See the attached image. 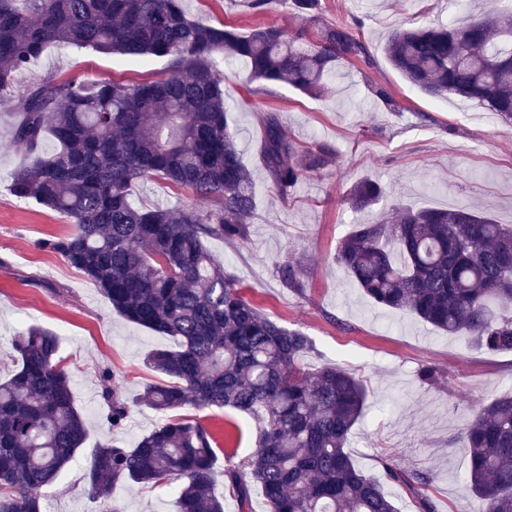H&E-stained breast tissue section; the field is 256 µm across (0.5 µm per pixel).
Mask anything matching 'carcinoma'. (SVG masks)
Masks as SVG:
<instances>
[{
    "label": "carcinoma",
    "mask_w": 512,
    "mask_h": 512,
    "mask_svg": "<svg viewBox=\"0 0 512 512\" xmlns=\"http://www.w3.org/2000/svg\"><path fill=\"white\" fill-rule=\"evenodd\" d=\"M291 9L315 41L271 24L242 31L199 23L183 0H0V97L49 44L167 60L162 77L149 81L43 78L16 104L13 141L30 161L9 174V191L71 219V234L42 247L82 271L118 315L173 340L146 357L169 381L146 387L138 402L162 413L228 408L259 423L253 455L224 470L240 501L256 485L267 512H397L381 483L347 452L368 400L364 380L333 364L305 368L313 340L246 299L204 245L208 237L246 240L255 212L254 182L217 67L224 54L244 60L253 81L311 97L328 92L342 64L373 65L350 24L320 22L321 0H291ZM384 51L420 91L479 103L512 123V6L461 26L396 31ZM371 93L400 108L386 86L374 84ZM262 127V162L281 197L327 165L321 145L298 160L299 147L275 113H266ZM47 137L55 145L49 155L40 149ZM152 179L208 206L136 202L132 187ZM383 195L384 187L366 178L347 202L362 211ZM335 261L376 304L488 350H512L511 224L466 206L396 204L379 223L354 225ZM13 348L18 366L0 380V512H45L37 491L57 481L88 432L57 336L33 325ZM99 382L112 436L100 443L86 480L102 512H122L113 501L119 482L174 480L181 482L176 512H224L214 491L211 433L181 416L125 448L115 435L134 402L115 389L109 370ZM461 442L469 455L466 484L484 512H512V396L480 408ZM386 476L416 494L418 512H436L421 492L426 475L388 466Z\"/></svg>",
    "instance_id": "obj_1"
}]
</instances>
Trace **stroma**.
Segmentation results:
<instances>
[{
    "label": "stroma",
    "instance_id": "1",
    "mask_svg": "<svg viewBox=\"0 0 512 512\" xmlns=\"http://www.w3.org/2000/svg\"><path fill=\"white\" fill-rule=\"evenodd\" d=\"M506 0H322L323 19H357L372 67L344 64L329 93L313 98L287 86L258 87L242 60L219 64L244 164L255 182V215L245 241L210 238V255L232 272L246 298L290 329L310 336L307 369L337 365L362 378L369 397L347 450L358 469L382 480L398 512H418L415 497L388 481L386 466L426 473L437 512H461L474 502L464 482L469 458L459 434L482 405L512 392V351L492 352L467 336H448L415 316L369 300L334 261L340 241L354 225L388 215L392 205L451 209L469 206L500 224L512 225V124L474 102L434 98L408 84L384 53L388 36L417 25L459 24L470 16L505 8ZM191 19L247 29L275 24L295 32L303 21L288 5L256 14L244 0H185ZM165 60L91 49L50 46L22 72L10 99H0V378L15 368L13 342L33 325L54 332L71 378L75 405L88 437L58 482L41 489L47 512H99L86 493L85 473L106 435L99 374L109 370L116 387L134 400L131 418L118 436L133 447L166 414L136 400L165 378L146 365L168 337L121 318L98 288L44 240L67 235L66 216L8 190L9 173L27 156L12 134L18 120L13 98L42 78L122 81L152 78ZM391 90L400 105L390 112L370 95L371 85ZM275 111L283 131L300 148L326 146L328 164L310 172L281 197L260 158L261 118ZM366 178L378 180L385 198L367 212L353 211L348 190ZM301 268V290L287 288L280 268ZM435 378L422 380L423 370ZM220 446L215 491L224 512H266L260 489L238 504L224 482L228 466L245 461L257 444L258 425L229 409H187ZM178 483H119L113 499L122 512H175Z\"/></svg>",
    "mask_w": 512,
    "mask_h": 512
}]
</instances>
